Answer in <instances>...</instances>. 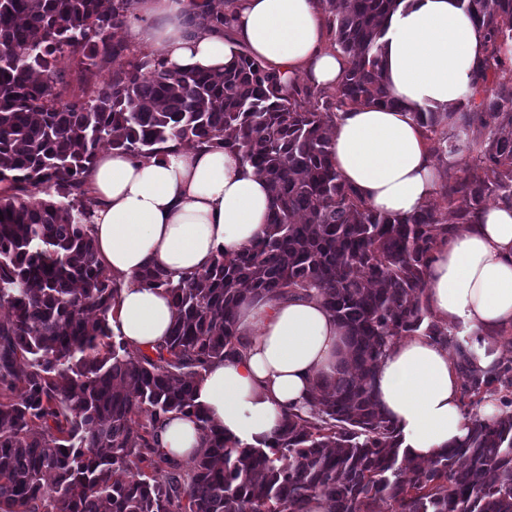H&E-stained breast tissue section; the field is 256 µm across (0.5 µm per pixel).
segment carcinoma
Instances as JSON below:
<instances>
[{
    "label": "carcinoma",
    "mask_w": 512,
    "mask_h": 512,
    "mask_svg": "<svg viewBox=\"0 0 512 512\" xmlns=\"http://www.w3.org/2000/svg\"><path fill=\"white\" fill-rule=\"evenodd\" d=\"M137 2L0 0V512H310L315 498L326 512H512V360L477 369L459 327L426 300L439 247L488 200L512 208V0H460L488 57L465 110L415 113L434 157L469 155L440 187L449 219L427 205L369 208L332 160L338 112L398 105L380 39L401 0H321L348 67L335 101L319 105L314 86L244 51L217 72L142 53L101 76L127 55L113 31ZM234 2L208 0L203 20L224 26ZM65 60L88 74L67 100L54 86ZM170 140L237 153L268 181L271 212L263 236L202 273L138 275L175 309L150 355L110 326L121 280L96 256L86 176L103 149L157 157ZM312 290L345 333L336 373L316 378L307 411L243 447L198 404L203 372L240 354L242 293ZM415 335L455 351L464 405L500 392L506 408L469 417L468 436L426 462L401 452L375 392L390 345ZM171 413L203 430L187 472L157 448Z\"/></svg>",
    "instance_id": "obj_1"
}]
</instances>
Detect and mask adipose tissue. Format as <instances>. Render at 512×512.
I'll list each match as a JSON object with an SVG mask.
<instances>
[{"label": "adipose tissue", "mask_w": 512, "mask_h": 512, "mask_svg": "<svg viewBox=\"0 0 512 512\" xmlns=\"http://www.w3.org/2000/svg\"><path fill=\"white\" fill-rule=\"evenodd\" d=\"M205 2L139 0L125 35L180 68H219L245 50L285 76L340 88L347 60L333 46L319 0H236L221 33L184 24ZM381 43L384 75L399 104L341 112L332 157L369 207L404 215L441 185L414 114L462 108L487 42L459 0H403ZM87 180L97 201V257L123 281L111 326L145 352L165 340L175 310L164 289L140 285L138 274L154 267L176 281L204 271L217 250L238 252L269 221L267 181L219 148L176 145L163 156L137 159L103 151ZM427 300L435 318L465 327L475 365L490 369L500 356L499 332L512 331V209L488 207L439 249L427 273ZM237 333L240 355L209 367L197 400L225 437L257 446L274 435L288 408H306L317 375L335 373L343 331L319 297L248 295L237 310ZM377 393L409 458L433 459L469 432L458 374L447 350L428 337L407 336L390 347L379 364ZM158 441L186 461L200 450L202 431L195 419L174 415Z\"/></svg>", "instance_id": "ef3b65f1"}]
</instances>
